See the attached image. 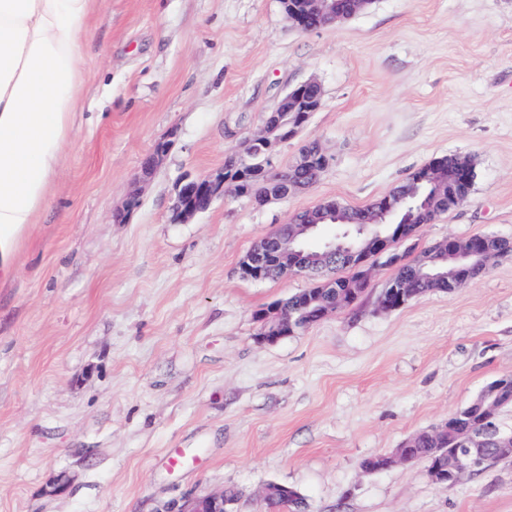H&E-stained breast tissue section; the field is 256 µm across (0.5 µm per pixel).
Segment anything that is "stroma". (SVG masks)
<instances>
[{
  "instance_id": "35a3bbf8",
  "label": "stroma",
  "mask_w": 512,
  "mask_h": 512,
  "mask_svg": "<svg viewBox=\"0 0 512 512\" xmlns=\"http://www.w3.org/2000/svg\"><path fill=\"white\" fill-rule=\"evenodd\" d=\"M83 44V122L0 283V512H176L228 487L259 512L271 482L308 512H512V457L452 486L419 462L361 468L512 375V257L392 312L377 261L354 305L265 344L257 312L315 280L239 273L293 214L366 207L442 155L472 160L473 191L416 250L512 238V0H374L307 32L281 0H101ZM310 78L323 105L273 165L320 141L319 181L174 222L178 184L220 171ZM169 448L195 466L164 469Z\"/></svg>"
}]
</instances>
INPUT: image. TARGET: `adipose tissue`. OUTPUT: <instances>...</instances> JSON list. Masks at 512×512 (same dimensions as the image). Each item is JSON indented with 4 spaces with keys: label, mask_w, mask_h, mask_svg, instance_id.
I'll return each mask as SVG.
<instances>
[{
    "label": "adipose tissue",
    "mask_w": 512,
    "mask_h": 512,
    "mask_svg": "<svg viewBox=\"0 0 512 512\" xmlns=\"http://www.w3.org/2000/svg\"><path fill=\"white\" fill-rule=\"evenodd\" d=\"M97 0H0V281L46 207L82 107V37Z\"/></svg>",
    "instance_id": "adipose-tissue-1"
}]
</instances>
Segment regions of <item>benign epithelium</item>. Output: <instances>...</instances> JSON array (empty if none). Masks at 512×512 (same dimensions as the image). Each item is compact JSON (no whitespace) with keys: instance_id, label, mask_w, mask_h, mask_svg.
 <instances>
[{"instance_id":"7a95c632","label":"benign epithelium","mask_w":512,"mask_h":512,"mask_svg":"<svg viewBox=\"0 0 512 512\" xmlns=\"http://www.w3.org/2000/svg\"><path fill=\"white\" fill-rule=\"evenodd\" d=\"M281 3L295 27L313 31L364 11L371 0H281ZM322 101V86L314 79L291 87L279 97L274 109L263 115L259 130L247 137L231 157L237 162L264 155L262 165L270 173L255 187L259 203L282 200L311 188L327 168L329 158L322 149L316 157L306 152L299 153L284 173L271 167L274 147L297 138L314 112L321 108ZM284 112L294 113L295 121L291 124L285 121L282 117ZM166 156L165 144H157L144 166V177H150ZM432 184L434 191L427 198L428 206L449 199L452 207L457 208L469 196L468 189L459 188L450 179L437 176ZM229 191L238 194L247 191V187L230 181L222 171L204 178L183 179L174 204L176 220L181 223L188 221ZM336 208V201L325 200L293 215L287 224L261 239L243 256L240 262L242 277L264 281L281 274L286 277L318 275L330 271L336 265V258L345 257L356 262L363 277L368 279L377 259L384 257L393 266L398 263V247L413 239L418 228L416 224H403L396 238L367 231L370 223L388 224L400 215L410 213L412 202L407 191L401 189L394 188L376 200L375 217L367 224H348L336 218ZM489 239V235L480 239L474 236L465 239L450 237L448 243L452 245V252L448 259L459 265L487 269L501 257ZM417 275L428 287L446 288L450 293L471 280V277L460 276L453 271L431 273L423 266L418 268ZM414 296L411 280L393 279L381 295L379 308L385 312L397 310ZM295 328L293 314L281 306L274 313L272 326H263L257 334V341L272 342L293 334ZM511 401L512 378L509 376L486 387L480 400L487 429L497 436L494 455L500 459L512 457V431L505 432L498 424L501 408ZM458 440L459 448L448 464V476L436 472L431 476L433 482L440 483L448 477L458 483L488 462L485 452L487 440L483 433L466 432L459 435ZM226 506L224 494H210L194 499L184 512H227Z\"/></svg>"}]
</instances>
